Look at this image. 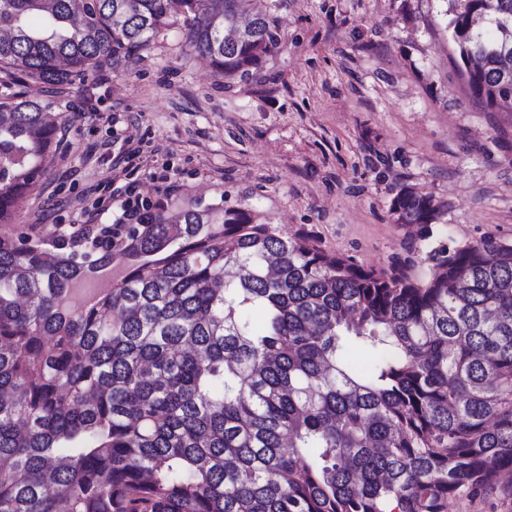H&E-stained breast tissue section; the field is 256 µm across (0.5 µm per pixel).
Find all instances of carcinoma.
Instances as JSON below:
<instances>
[{"label":"carcinoma","instance_id":"carcinoma-1","mask_svg":"<svg viewBox=\"0 0 512 512\" xmlns=\"http://www.w3.org/2000/svg\"><path fill=\"white\" fill-rule=\"evenodd\" d=\"M0 0V77L81 82L178 20L243 79L278 0ZM466 93L512 118V0H448ZM0 512H448L512 472V242L364 268L247 209L69 236L11 224L59 113L0 102ZM399 224L442 216L412 187ZM112 290L75 284L112 263Z\"/></svg>","mask_w":512,"mask_h":512}]
</instances>
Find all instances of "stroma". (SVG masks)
<instances>
[{"mask_svg": "<svg viewBox=\"0 0 512 512\" xmlns=\"http://www.w3.org/2000/svg\"><path fill=\"white\" fill-rule=\"evenodd\" d=\"M445 0H282L262 69L228 80L176 24L81 88L0 85L51 103L63 124L48 173L17 224L72 233L148 202H223L366 268L419 262L418 230L396 223L401 188L443 206L449 246L512 241V125L466 97ZM179 192L168 193L169 184ZM449 512H512V481Z\"/></svg>", "mask_w": 512, "mask_h": 512, "instance_id": "obj_1", "label": "stroma"}]
</instances>
